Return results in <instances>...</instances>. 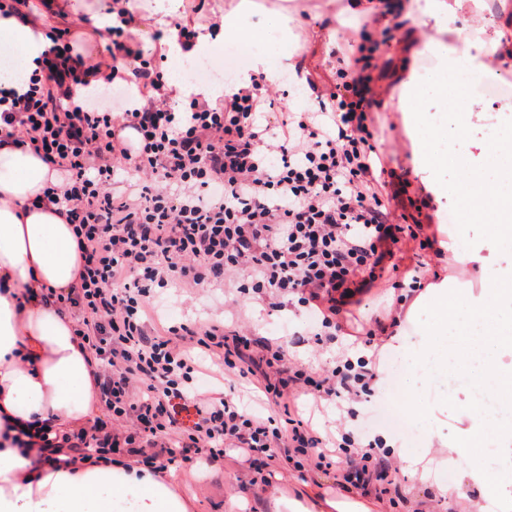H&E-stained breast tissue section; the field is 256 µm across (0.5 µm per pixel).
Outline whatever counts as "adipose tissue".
I'll return each instance as SVG.
<instances>
[{"label": "adipose tissue", "mask_w": 512, "mask_h": 512, "mask_svg": "<svg viewBox=\"0 0 512 512\" xmlns=\"http://www.w3.org/2000/svg\"><path fill=\"white\" fill-rule=\"evenodd\" d=\"M253 14L251 0H239L218 29L199 32L193 42L167 36V55L186 63L221 46L247 58L237 87L256 80L276 86L286 72L296 85L307 86L287 12L266 9L257 22ZM455 18L446 0H401L398 21L409 52L431 55L436 63L421 72L403 63L395 74L416 170L435 198L455 194L462 211L440 249L452 252L468 276L444 277L413 298H398L396 318L383 329L387 341L375 365L377 382L386 384L391 368L401 369L405 395L394 411L403 422L425 423L426 432L413 452L398 430L381 438L411 468L444 447L435 467L452 468L456 479L435 481L438 496L452 501L475 488L493 497L499 512H512V422L480 403L460 402L447 387L449 377L464 369L473 385L512 405V117L488 128L461 178H449L446 163L451 139L464 133L471 118L454 80L462 71L479 80L496 76L493 56L506 33L497 31L461 52L456 44L463 31ZM0 42L23 59L20 73L0 80L23 87L48 39L36 25L0 14ZM427 98L438 102L437 113L419 110ZM57 180L32 150L0 145V420L17 426L39 420L69 428L98 408L93 363L72 322L56 306L26 295L31 288L70 287L78 264L70 225L52 205L29 207ZM473 217L487 220L486 231L473 233ZM424 313L430 319L422 325ZM407 321L416 323L415 333L403 331ZM454 405L460 412L452 427L448 409ZM274 506L277 512H369L355 497L304 492L275 498ZM0 512H188V506L170 485L135 467L91 463L73 472L50 465L33 470L20 449L0 448Z\"/></svg>", "instance_id": "obj_1"}]
</instances>
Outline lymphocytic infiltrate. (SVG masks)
<instances>
[{
  "label": "lymphocytic infiltrate",
  "mask_w": 512,
  "mask_h": 512,
  "mask_svg": "<svg viewBox=\"0 0 512 512\" xmlns=\"http://www.w3.org/2000/svg\"><path fill=\"white\" fill-rule=\"evenodd\" d=\"M114 11L99 59L76 56L69 28L54 27L26 91L0 86V142L33 150L60 176L46 199L72 226L76 284L41 296L72 319L94 361L102 407L68 432L36 421L14 428L11 447L34 449L37 467L58 465L61 451L71 464L123 455L156 475L189 453L216 460L231 446L338 468L361 486L389 480L378 441L360 442L343 421L318 437L289 404L306 395L345 413L371 394L367 358L343 351L333 368L311 372L293 365L282 344L264 342L265 364L280 380L264 388L277 414L263 420L236 398L195 386L210 365L227 376L252 373L247 331L190 320L152 334L145 317L156 289L229 283L235 299L318 311L314 344L336 338L344 306L382 278L402 240L415 235L392 222L374 173L373 73L391 29L364 20L315 113L277 108L259 82L213 105L196 97L171 103L163 70L145 56L136 71L141 104L110 105L104 94L85 104L75 90L87 77L101 76L107 91L124 77L137 22L120 2ZM176 400L194 404L191 430L180 428Z\"/></svg>",
  "instance_id": "f902f5d3"
}]
</instances>
